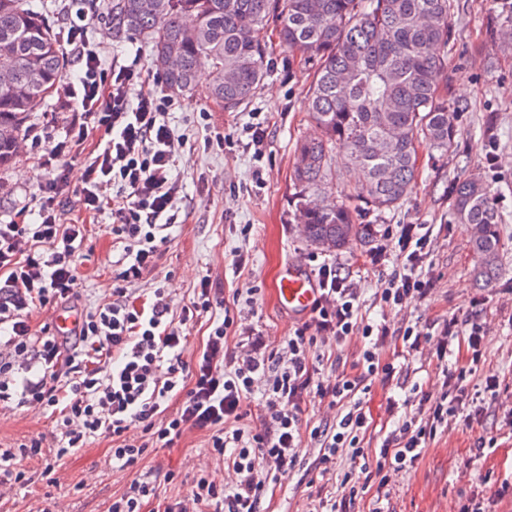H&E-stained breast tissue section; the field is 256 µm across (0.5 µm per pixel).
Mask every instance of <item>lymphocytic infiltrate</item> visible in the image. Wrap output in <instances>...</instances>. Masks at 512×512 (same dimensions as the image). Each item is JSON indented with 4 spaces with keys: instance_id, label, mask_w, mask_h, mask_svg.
<instances>
[{
    "instance_id": "1",
    "label": "lymphocytic infiltrate",
    "mask_w": 512,
    "mask_h": 512,
    "mask_svg": "<svg viewBox=\"0 0 512 512\" xmlns=\"http://www.w3.org/2000/svg\"><path fill=\"white\" fill-rule=\"evenodd\" d=\"M67 42L79 70L63 84L61 97L76 103L83 120L40 158L51 176L42 189L39 223L0 224V328L8 332L0 353V404L57 408L56 458L103 435L112 440L113 460L127 471L137 468L148 448L170 447L189 429L210 431V452L223 459L232 480L220 485L197 477L189 497L198 512H264L268 490L302 465L300 448L308 437L319 444L312 468L338 476L332 489L317 491L308 512H351L371 491L377 498L371 512H386L384 501L437 434L452 423H481L486 397H497L498 378H485L477 391L469 383L483 356L486 321L452 316L424 330L406 322L365 323L357 288L322 262L314 271L320 296L288 336L268 342L228 306L203 349L186 356L187 326L211 312L218 295L209 277L199 280L192 302L178 308L161 298L138 306L126 290L155 267L167 242L162 226L177 221L172 208L180 185L166 120L172 101L134 93L140 77L134 65L116 63L103 72L77 29L68 30ZM93 129L102 136L84 167L80 201L84 213L110 211L112 239L126 261L112 301L83 315L70 344L47 327L33 333L27 314L30 307L65 304L77 295L76 253L87 229L67 216L69 171L59 159ZM431 236L423 225L404 224L394 242L369 253L374 266L392 248L401 260L381 290L382 308L400 311L432 295L435 281L424 270ZM233 336L238 348L230 352L224 345ZM356 336L364 344L355 359L345 360L338 349ZM393 338L409 356L429 352L438 378L416 400L391 403V411L402 414L397 428L380 447L368 448L361 401L374 386L397 380L396 367L381 356ZM177 393L184 396L180 409L158 423ZM254 397L264 411L255 426L243 408ZM313 400L334 410L333 420H303V408ZM135 428L143 440L131 439Z\"/></svg>"
}]
</instances>
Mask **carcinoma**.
<instances>
[{
  "label": "carcinoma",
  "instance_id": "1",
  "mask_svg": "<svg viewBox=\"0 0 512 512\" xmlns=\"http://www.w3.org/2000/svg\"><path fill=\"white\" fill-rule=\"evenodd\" d=\"M108 28L146 36L166 84L193 87L204 62L212 68L210 97L235 109L267 76L265 29L278 22L288 49L314 66L308 117L322 137L297 148L291 180L294 219L316 244L340 250L362 226L329 195L333 150L346 152L362 175L350 193L366 210L399 207L412 191L419 148L448 152L458 135L448 99V33L454 0H107ZM46 9L34 0H0V167L15 158L27 117L53 94L64 53ZM493 28L512 35V9ZM168 57L179 68L163 65ZM454 215L478 229L470 241L474 273L490 285L499 269L503 215L498 194L483 180L459 181Z\"/></svg>",
  "mask_w": 512,
  "mask_h": 512
}]
</instances>
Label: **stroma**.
<instances>
[{
    "mask_svg": "<svg viewBox=\"0 0 512 512\" xmlns=\"http://www.w3.org/2000/svg\"><path fill=\"white\" fill-rule=\"evenodd\" d=\"M103 0H48L56 35L71 25L83 29L87 49L96 52L103 69L113 62L136 63L143 91L160 92L166 85L152 63L147 38L112 36L103 20ZM448 41V91L459 109V135L445 155L421 147L418 175L404 204L382 213L364 211L357 221L372 230L337 252H322L306 242L295 224L294 189L290 174L298 143L317 136L308 119L306 94L312 69L289 52L275 27L266 33L268 76L251 101L236 110L218 106L209 96V77L197 78L192 91L175 95L167 121L182 145L176 175L182 190L175 202L178 222L168 229V241L156 266L129 293L151 301L155 289H164L174 306L189 303L203 276L219 282L225 294L258 287L255 304H240L243 317L257 324L270 340L287 336L296 321L283 313L275 297L282 266L295 261L313 268L316 259L334 262L342 276L361 290L360 308L368 321L400 323L399 314L382 311L378 302L393 261L369 267L368 252L381 233L397 232L402 224H428L433 229L429 270L437 280L431 301L411 307L410 322L426 325L437 318L462 315L479 307L491 322L480 376L500 380L499 397L487 404L481 426L457 423L437 436L416 470L401 479L391 499L393 512H448L451 504L470 495L475 485L494 492L501 481L512 480V51H501L491 36L490 0H455ZM75 103L49 98L27 121L14 164L0 168V224L21 221L42 205V185L48 167L40 154L64 140ZM264 123L268 135L256 150L246 149L251 126ZM232 138L231 144L213 145L215 133ZM41 146H32L31 135ZM494 160H487L488 150ZM263 173L255 183L254 170ZM476 175L498 192L505 216L500 226L501 256L496 280L478 287L469 247L471 227L453 214V188L459 179ZM110 213L89 224L78 259V297L72 307L86 312L108 303L123 251L109 232ZM249 235H241L243 225ZM243 253L249 265L236 272L233 256ZM56 430L51 411L17 404L0 406V446H13L33 438L52 440ZM497 440L485 460L475 462L470 450L477 437ZM210 434L192 429L168 448H151L137 471L113 467L112 441L98 437L76 449L46 472L49 456L24 458L18 463L25 479L0 496V512H112V502L132 480L156 487V495L142 512H162L164 505L186 499L198 470H208L224 482V464L210 455ZM314 474L297 471L267 496L268 512H304L308 484Z\"/></svg>",
    "mask_w": 512,
    "mask_h": 512,
    "instance_id": "stroma-1",
    "label": "stroma"
}]
</instances>
